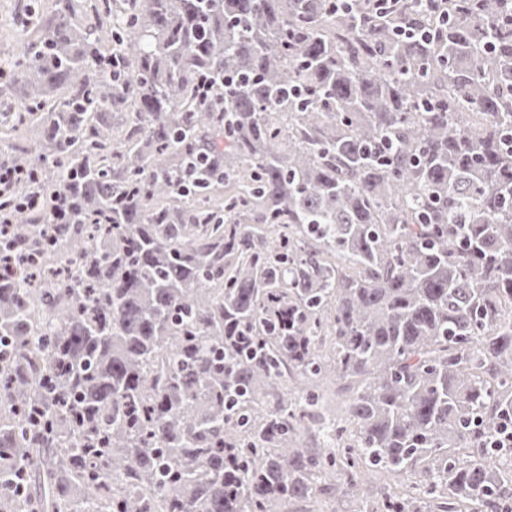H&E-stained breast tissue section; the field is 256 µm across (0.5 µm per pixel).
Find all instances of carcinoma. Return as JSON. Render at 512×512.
<instances>
[{
	"mask_svg": "<svg viewBox=\"0 0 512 512\" xmlns=\"http://www.w3.org/2000/svg\"><path fill=\"white\" fill-rule=\"evenodd\" d=\"M446 2L27 13L0 512H512V0Z\"/></svg>",
	"mask_w": 512,
	"mask_h": 512,
	"instance_id": "1",
	"label": "carcinoma"
}]
</instances>
